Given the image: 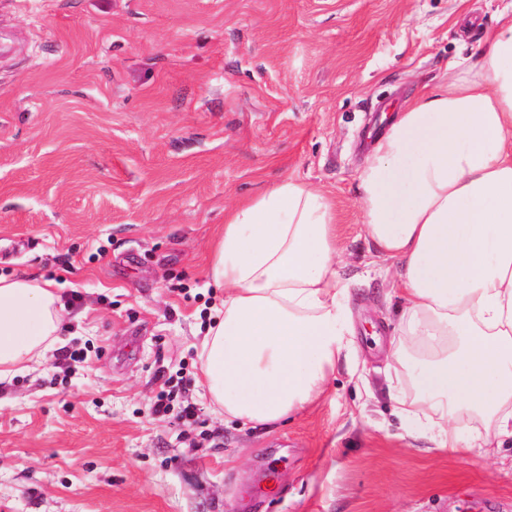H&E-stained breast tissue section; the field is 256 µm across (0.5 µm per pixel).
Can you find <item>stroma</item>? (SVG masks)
Returning a JSON list of instances; mask_svg holds the SVG:
<instances>
[{"label":"stroma","mask_w":512,"mask_h":512,"mask_svg":"<svg viewBox=\"0 0 512 512\" xmlns=\"http://www.w3.org/2000/svg\"><path fill=\"white\" fill-rule=\"evenodd\" d=\"M501 7L0 0V276L81 296L40 368L0 383V512H512V440L407 435L401 300L358 191L366 129L476 60ZM287 178L335 206L354 354L260 429L200 395L206 262L225 213Z\"/></svg>","instance_id":"obj_1"}]
</instances>
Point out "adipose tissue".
I'll use <instances>...</instances> for the list:
<instances>
[{"label": "adipose tissue", "mask_w": 512, "mask_h": 512, "mask_svg": "<svg viewBox=\"0 0 512 512\" xmlns=\"http://www.w3.org/2000/svg\"><path fill=\"white\" fill-rule=\"evenodd\" d=\"M479 57L413 98L359 176L366 233L396 269L401 331L419 360L411 438L484 452L450 417L512 439V11ZM336 213L283 180L226 213L206 273L224 291L200 342L202 383L225 416L270 427L320 394L353 351L336 269ZM51 281L0 277V382L33 369L61 328Z\"/></svg>", "instance_id": "obj_1"}]
</instances>
